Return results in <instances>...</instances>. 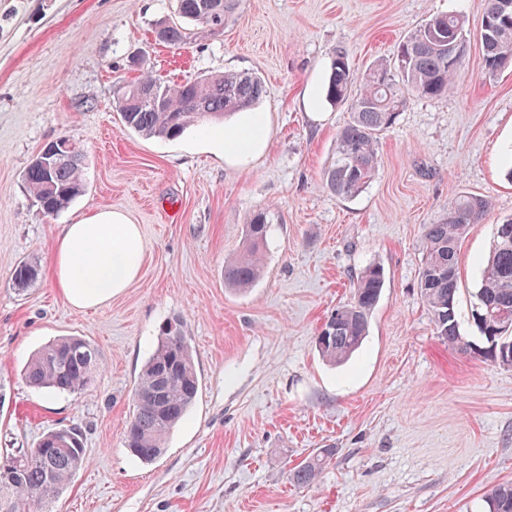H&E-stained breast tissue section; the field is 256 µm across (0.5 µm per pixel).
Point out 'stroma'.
<instances>
[{
    "mask_svg": "<svg viewBox=\"0 0 512 512\" xmlns=\"http://www.w3.org/2000/svg\"><path fill=\"white\" fill-rule=\"evenodd\" d=\"M483 10L484 0H239L223 31L193 25L176 49L154 37L176 0H0V449L81 428L87 462L51 512H485L486 494L512 483V368L448 347L418 288L424 225L453 194L489 199L458 252L460 332L479 341L469 300L512 218V67L486 73L471 40L454 88L410 100L383 133L379 173L359 196L323 182L351 117L322 94L337 50L361 73L432 15L459 12L475 32ZM234 71L265 86L255 109L269 145L245 167L207 141L223 122L146 138L115 108L116 85L146 72L177 83ZM63 136L83 151L84 189L48 217L24 174ZM102 208L139 224L144 264L111 303L79 311L48 277L52 248L62 225ZM262 208L273 216L265 267L241 292L225 286L224 262ZM24 260L39 275L21 289L12 272ZM372 264L386 286L368 335L328 363L315 337ZM172 321L199 391L144 463L125 448L124 424ZM70 335L99 351L93 387H30L32 355ZM326 448L335 454L316 483L293 485L290 469Z\"/></svg>",
    "mask_w": 512,
    "mask_h": 512,
    "instance_id": "1",
    "label": "stroma"
}]
</instances>
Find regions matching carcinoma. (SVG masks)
Returning a JSON list of instances; mask_svg holds the SVG:
<instances>
[{"label":"carcinoma","instance_id":"1","mask_svg":"<svg viewBox=\"0 0 512 512\" xmlns=\"http://www.w3.org/2000/svg\"><path fill=\"white\" fill-rule=\"evenodd\" d=\"M218 20H207L203 0H177V20L160 25L162 42L181 46L191 38L190 24H203L214 31L224 29L238 0H220ZM468 36L462 14L437 15L411 34L390 63H378L358 77L349 68L346 55L336 53L323 91L331 104L350 103L351 119L336 139V159L324 173L326 186L343 199L357 196L378 174L377 143L381 132L395 121L408 99L434 98L448 92L470 59L448 58V34ZM482 55L478 66L494 73L512 64V21H496L479 34ZM155 89L167 100L164 109L129 102L137 89ZM265 92L262 80L251 73L203 74L192 80L165 85L148 73L116 88L115 108L123 125L147 138L175 139L190 126L208 119L252 108ZM206 109H193L199 96ZM83 154L58 163L46 173L30 164L25 184L41 212L54 216L82 191ZM490 207L482 196L467 193L448 203V213L423 230V261L419 271L421 296L429 307L438 336L448 346L481 355L512 368V219L497 227L475 298L482 299L480 335L489 346L469 345L459 331L457 299L459 271L457 250L470 225L479 223ZM270 216L253 215L240 256L224 264V285L251 287L260 277ZM37 264L16 266L13 283L24 287L36 280ZM385 286L383 268L370 265L356 277L350 303L336 308L327 318L331 339L319 347L327 361L348 359L368 335L369 319ZM100 369V355L89 341L76 336L54 340L41 348L24 370L27 384L37 389L77 393L91 387ZM198 391L192 351L179 322L160 329L157 347L145 363L134 394L135 410L126 421V447L145 463L158 458L170 432L184 419ZM332 450L325 448L290 470V480L299 487L312 485ZM86 464L82 431L70 427L66 434L46 433L32 448H13L0 453V512H24V506L53 502ZM488 512H512V484L501 485L486 495Z\"/></svg>","mask_w":512,"mask_h":512}]
</instances>
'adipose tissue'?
<instances>
[{
  "mask_svg": "<svg viewBox=\"0 0 512 512\" xmlns=\"http://www.w3.org/2000/svg\"><path fill=\"white\" fill-rule=\"evenodd\" d=\"M268 128L261 113L226 116L224 134L213 146L225 161L247 165L264 153ZM145 246L139 225L119 210H98L62 225L55 241L50 274L71 306L100 308L129 288L138 277Z\"/></svg>",
  "mask_w": 512,
  "mask_h": 512,
  "instance_id": "ef3b65f1",
  "label": "adipose tissue"
}]
</instances>
